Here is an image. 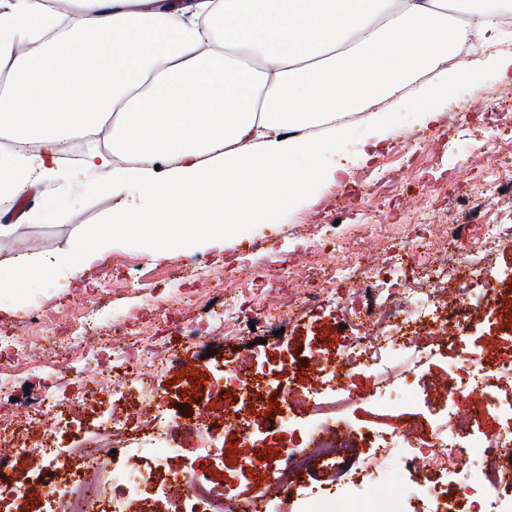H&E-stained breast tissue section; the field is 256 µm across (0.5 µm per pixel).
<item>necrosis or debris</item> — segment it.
<instances>
[{
    "label": "necrosis or debris",
    "mask_w": 512,
    "mask_h": 512,
    "mask_svg": "<svg viewBox=\"0 0 512 512\" xmlns=\"http://www.w3.org/2000/svg\"><path fill=\"white\" fill-rule=\"evenodd\" d=\"M474 182L475 190L461 199L466 213L480 214L489 192L511 201L512 162L480 168ZM466 236L465 225L446 223L434 225L428 237L418 239L407 234L405 225L385 226L375 217H367L348 235L339 237L336 246V280L361 278L364 287L345 296L326 286L271 314L272 320L285 324L308 310L328 307L335 310L340 324L349 327L338 357L313 353L305 362L306 368L319 375L320 386L296 389L288 380L296 367L284 361L273 364L256 356L226 361L223 381L236 386L241 398L223 417L166 421L147 409L131 432L116 413H109L98 423L99 438L74 447L82 466L72 470L49 462L46 472L36 474L31 493L62 497L63 512H154L151 503L160 496L167 502L165 512H186L189 503L197 505V512H238L236 481L220 486L192 467L171 470L170 462L187 450L202 461L214 458L220 453V434L254 428L262 436L282 439L274 457H266L263 448L253 445L240 464L243 473L270 478L263 512H285L283 505L293 492L304 503L303 512H402L398 499L368 492L382 462L394 459L405 469L423 467L445 477L455 474L459 460L476 447L482 450V460L471 481L458 486L455 493L423 481L416 487L429 504L428 512H456L455 499L459 496L469 501L470 512H488V493L512 487V356L499 355L495 335L487 336L479 348L466 343L474 317L490 311L500 296L489 277L490 267L473 260L471 254L512 243V234L502 225L487 223L480 225L474 241H467ZM392 238L398 240L400 252L422 270L424 287L409 286L390 294L385 284L398 279L400 265L362 267L361 243ZM198 307L214 327L224 326L239 335L251 331V320L242 316L236 300L235 277L225 278L223 297L202 299ZM437 328L452 331L460 346V360L449 363L447 380L440 382L422 374L417 380L422 397L441 394L448 405L446 414L430 426L417 424L390 434L369 436L353 427L344 414L353 400L347 379L370 373L378 380L373 401L399 404L410 378L405 373L393 374L392 363L395 357L415 355L423 349L440 353V346L428 341ZM112 346L122 355L124 367L107 389L110 399L120 401L133 386L147 406L156 402L154 378L180 365V355L170 351L157 356L149 344L127 341L117 324L112 327ZM473 383L484 387V414L495 416L501 424L500 431L480 439L474 436L477 418L455 408ZM259 385L276 395L277 411L272 416L250 411L249 398ZM58 404L56 394L50 391L31 403L30 413L39 423L36 443L54 439L63 429H80L79 418L58 411ZM300 409L307 413V424L296 420ZM363 440L369 441L374 453L359 468L352 459ZM159 446L166 453L155 456L154 462L171 471L170 483L163 488L141 469L146 453Z\"/></svg>",
    "instance_id": "1"
}]
</instances>
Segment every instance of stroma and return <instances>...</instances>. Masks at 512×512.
<instances>
[{
	"instance_id": "35a3bbf8",
	"label": "stroma",
	"mask_w": 512,
	"mask_h": 512,
	"mask_svg": "<svg viewBox=\"0 0 512 512\" xmlns=\"http://www.w3.org/2000/svg\"><path fill=\"white\" fill-rule=\"evenodd\" d=\"M512 99V82L500 81L495 66L489 65L476 74L473 82L449 86L444 97L432 100L430 106L437 114L436 122L419 125L416 119L420 105L406 96L391 98L392 131L380 154L361 166H349L350 173L367 178L370 187L364 202L344 194L341 186H328L312 181L311 188L319 196L315 205L301 202L284 203L274 209L269 223L250 224L234 237L227 238L223 249L187 247L169 244L165 258L154 259L148 243L127 239L113 245L87 272L83 282L66 280L46 274L43 281L26 288L15 299L0 303V336L24 334L29 330V313H37L43 322L62 323L73 308L93 305L100 317L101 327L120 320L129 339L155 337L160 349L178 351L185 365L182 372H168L157 379L167 393L160 398L163 417L196 416L202 411L222 410L232 405V390L223 396L213 393L212 383L224 371V362L249 354L246 340L228 338L222 345L204 352L186 343L178 334L177 323L162 318L163 307L182 300V317L195 318L192 299L204 295L206 289L220 290L223 273H233L245 279L241 304L254 318H262L264 307L287 304L292 297L290 285L270 287L271 274L291 264L309 245H316L325 256L323 262L308 270L303 287L316 289L335 273L330 260L336 249L335 236L310 238L304 231L308 224L335 223L337 234L345 233L361 223L367 210L377 211L388 224L408 225L411 235L425 236L438 218L439 211L455 217L460 209L459 197L468 192L463 181L462 161L451 145L458 142V129L449 118L450 112L467 113L469 125L476 136L468 150L478 155L482 164L490 165L498 157L499 148H512V110L503 106ZM86 145L79 138L66 141L60 154L65 178L35 187L26 197L13 202L7 210L6 223L15 225L12 235L0 237V261L8 262L21 252H33L45 261L56 255L78 252L84 234L109 223L114 210L130 205L126 196H112L101 186L87 183L82 172V156ZM436 187L431 210L423 216L400 211L397 207L400 186L404 178ZM56 198L55 215L48 220L32 216L43 197ZM211 267L213 280L201 282L191 277L196 264ZM136 272L141 290L125 288L128 272ZM104 289H97L98 281ZM332 315L322 311L298 317L282 330L265 325L260 338L271 345L273 356L279 359H302L309 352H336L342 339L337 336ZM358 398L348 409L351 422L362 430L389 432L407 423H434L444 412L443 403L425 406L418 403L414 388H407L402 407L380 406L369 401L375 388L372 375L363 373L348 382ZM13 441L4 449L12 460L5 480L0 481V512H57L58 501L27 495L26 490L39 470L45 468L56 449L73 441L72 434L59 437L53 447L31 445L33 427L25 419L13 420Z\"/></svg>"
}]
</instances>
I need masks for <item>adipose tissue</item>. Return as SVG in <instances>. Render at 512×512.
Listing matches in <instances>:
<instances>
[{"mask_svg":"<svg viewBox=\"0 0 512 512\" xmlns=\"http://www.w3.org/2000/svg\"><path fill=\"white\" fill-rule=\"evenodd\" d=\"M144 2L70 0L65 14L57 0H0V199L61 178L56 145L103 131L110 150L84 158L86 175L143 200L89 233L80 258L16 255L0 299L49 269L90 270L120 239L222 246L281 198L308 199L314 177L337 181L339 168H318L324 143L346 135L337 115L365 113L363 144L377 146L396 91L433 99L479 67L463 44L504 36L500 0L460 25L448 0ZM427 72L433 84H419ZM313 127L326 137L304 136Z\"/></svg>","mask_w":512,"mask_h":512,"instance_id":"1","label":"adipose tissue"}]
</instances>
